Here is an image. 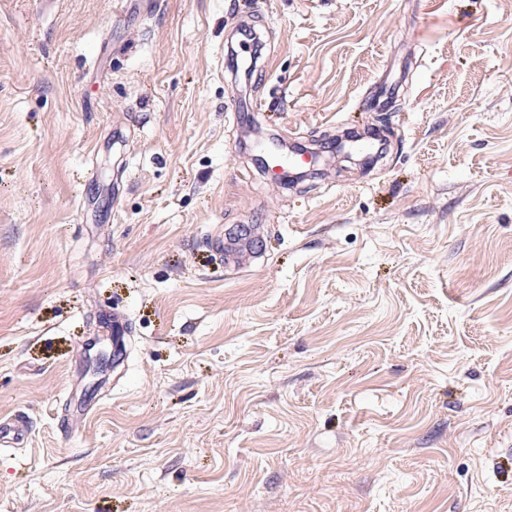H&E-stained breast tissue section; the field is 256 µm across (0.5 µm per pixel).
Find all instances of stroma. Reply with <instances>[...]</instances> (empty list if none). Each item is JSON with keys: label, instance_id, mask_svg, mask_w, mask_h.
Segmentation results:
<instances>
[{"label": "stroma", "instance_id": "stroma-1", "mask_svg": "<svg viewBox=\"0 0 512 512\" xmlns=\"http://www.w3.org/2000/svg\"><path fill=\"white\" fill-rule=\"evenodd\" d=\"M381 117L375 166L288 188L242 144ZM112 311L133 346L93 390ZM21 412L0 512H512V0H0Z\"/></svg>", "mask_w": 512, "mask_h": 512}]
</instances>
